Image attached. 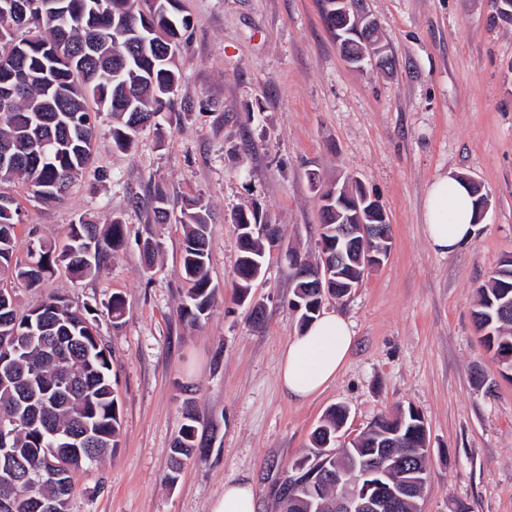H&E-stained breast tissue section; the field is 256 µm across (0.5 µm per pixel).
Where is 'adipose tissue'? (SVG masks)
Here are the masks:
<instances>
[{
    "mask_svg": "<svg viewBox=\"0 0 512 512\" xmlns=\"http://www.w3.org/2000/svg\"><path fill=\"white\" fill-rule=\"evenodd\" d=\"M474 197L455 177L438 176L424 203L425 236L433 250L450 254L468 244L478 226ZM354 346L349 322L340 314H322L285 344L278 378L283 391L306 402L321 394L344 366Z\"/></svg>",
    "mask_w": 512,
    "mask_h": 512,
    "instance_id": "adipose-tissue-1",
    "label": "adipose tissue"
}]
</instances>
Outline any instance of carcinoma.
I'll return each instance as SVG.
<instances>
[{
  "label": "carcinoma",
  "instance_id": "obj_1",
  "mask_svg": "<svg viewBox=\"0 0 512 512\" xmlns=\"http://www.w3.org/2000/svg\"><path fill=\"white\" fill-rule=\"evenodd\" d=\"M0 0V149L12 148L13 160L0 164V184H29L44 204L64 200L71 185L93 160L95 117L101 111L122 119L112 142L128 150L138 130L171 108L180 75L173 58L190 20L181 0H30L27 18H16ZM323 0L326 25L343 51L360 43L354 23L334 15ZM167 194L156 188L150 204L157 222L169 217ZM209 210L197 200L181 223L183 273L187 283L183 319L191 324L207 315L214 301L210 286ZM18 207L13 198L0 208V444L11 449L0 458V475L10 468L19 480L9 486L15 512H28L38 501L45 512H68L75 471L94 464L119 447L120 412L110 381L111 361L97 326L65 299L50 295L18 314L4 283L37 288L59 270L84 278L95 275L124 241V224L112 218L107 229L85 219L69 226L59 252L39 248L31 262L13 260ZM255 238L240 243L236 294H246L252 278L250 260L262 259ZM512 264L501 263L479 287L473 311L488 350L498 357L512 353ZM347 407L337 405L311 435L309 469L344 467L363 449L408 457L409 435H415L409 410L393 434L387 417L376 420L341 456L325 458L320 448L336 438ZM89 441L77 444L76 438ZM197 418L191 408L171 448L170 473L182 459L204 455ZM286 512H334L335 487L325 485L312 496L303 488L279 487Z\"/></svg>",
  "mask_w": 512,
  "mask_h": 512
}]
</instances>
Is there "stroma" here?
<instances>
[{
    "label": "stroma",
    "instance_id": "obj_1",
    "mask_svg": "<svg viewBox=\"0 0 512 512\" xmlns=\"http://www.w3.org/2000/svg\"><path fill=\"white\" fill-rule=\"evenodd\" d=\"M184 5L191 27L172 110L126 151L112 146L111 113H99L95 161L59 204L35 201L20 181L8 188L21 263L32 248H61L78 219L125 224L98 275L76 282L60 271L14 293L21 313L50 293L80 306L110 353L120 445L75 474L69 512H210L238 480L251 483L257 512H281L279 483L338 404L349 409L346 437L397 408L420 412L429 441L420 512H512V378L472 318L478 287L512 254V23L493 0H366L393 66L359 70L326 28L322 0ZM312 171L328 182L353 176L378 197L392 245L349 296L325 302L355 344L324 393L296 402L278 382L281 351L301 330L288 258L266 252L249 302H236L233 217L256 209L289 250L316 259ZM446 173L477 183L490 206L472 241L441 255L425 239L423 208ZM158 187L169 199L164 224L149 204ZM197 199L211 214L215 303L191 325L180 315V217ZM149 238L162 250L148 267ZM115 295L125 300L117 321L106 309ZM188 407L208 450L172 480L170 448Z\"/></svg>",
    "mask_w": 512,
    "mask_h": 512
}]
</instances>
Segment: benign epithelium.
<instances>
[{
	"mask_svg": "<svg viewBox=\"0 0 512 512\" xmlns=\"http://www.w3.org/2000/svg\"><path fill=\"white\" fill-rule=\"evenodd\" d=\"M336 4V14L348 17L355 16L356 25H364L366 30H375L373 19L364 7V0H333ZM309 179L317 188L323 201L339 197L341 207L355 213L354 223L347 222L336 225L332 232L336 234V251L340 255L327 253L331 242L317 239V249L320 262L312 265L303 260L300 255L288 251V266L294 280L299 283L296 298L292 304L297 310H302L301 298L305 292H313L320 301L328 297H337L341 293H350L358 286V280L342 286L348 279V269L344 266L346 260L357 266L370 270L378 267L390 253L391 232L387 224L382 206L376 199L364 191L356 192L347 187L343 190L337 185H323L316 173H309ZM274 224H240L238 231L243 238L255 235L266 240L271 250L283 251L285 244L275 232ZM393 464L377 457H361L354 460L353 465L345 469H336L333 476L335 486L341 489L336 496V512H388L392 506L404 499L405 486L388 481Z\"/></svg>",
	"mask_w": 512,
	"mask_h": 512,
	"instance_id": "7a95c632",
	"label": "benign epithelium"
}]
</instances>
